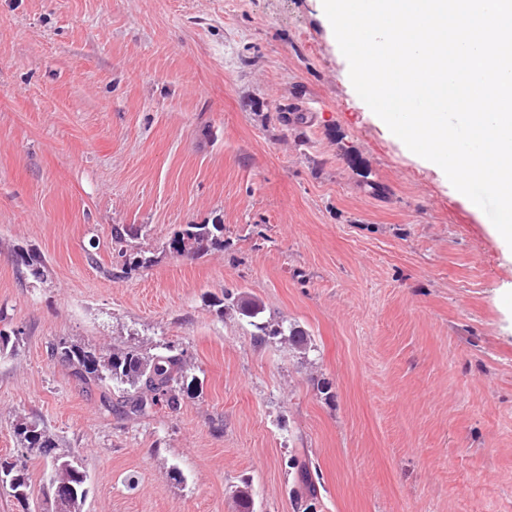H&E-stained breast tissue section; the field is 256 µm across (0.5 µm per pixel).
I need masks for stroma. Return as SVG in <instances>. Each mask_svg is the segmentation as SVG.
<instances>
[{
    "label": "stroma",
    "mask_w": 512,
    "mask_h": 512,
    "mask_svg": "<svg viewBox=\"0 0 512 512\" xmlns=\"http://www.w3.org/2000/svg\"><path fill=\"white\" fill-rule=\"evenodd\" d=\"M183 224L224 243L174 253ZM228 291L310 350L257 342ZM0 332V461L15 419L45 426L82 512H239L243 487L253 512H512V253L359 98L322 0H0ZM62 339L173 346L197 385L124 415ZM26 462L0 512H53ZM7 467H9L7 469ZM8 470V472H4ZM6 476L8 483L12 482L14 485V491L21 492L20 494H10L14 497L18 503L29 504V490H30V476L26 462L10 463L8 461H0V475Z\"/></svg>",
    "instance_id": "1"
}]
</instances>
